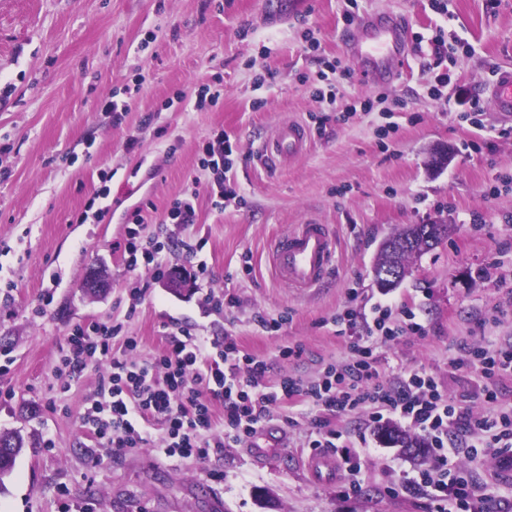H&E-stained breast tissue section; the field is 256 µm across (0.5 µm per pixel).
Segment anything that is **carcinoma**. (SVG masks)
<instances>
[{
  "label": "carcinoma",
  "mask_w": 512,
  "mask_h": 512,
  "mask_svg": "<svg viewBox=\"0 0 512 512\" xmlns=\"http://www.w3.org/2000/svg\"><path fill=\"white\" fill-rule=\"evenodd\" d=\"M450 225L442 220L430 224H408L388 235L379 245L372 272L377 286L385 291L398 287L410 273L413 259L433 250L448 239ZM387 443L423 458L429 453L428 442L387 423L378 428ZM26 441L20 431H0V494L5 490L4 478L14 470Z\"/></svg>",
  "instance_id": "cac0c4a2"
}]
</instances>
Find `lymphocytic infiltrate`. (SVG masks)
<instances>
[{"mask_svg": "<svg viewBox=\"0 0 512 512\" xmlns=\"http://www.w3.org/2000/svg\"><path fill=\"white\" fill-rule=\"evenodd\" d=\"M134 228L124 251L129 269L145 264L163 270V242L143 246L133 212ZM121 325H93L69 336L62 358L69 376L80 375L92 362H106L97 397L83 418L96 439L114 448H140L149 441L148 423L161 422L166 435L160 448L168 458H204L216 449L249 443L279 408L308 419V448L339 453L342 434L337 421L364 414L368 422L384 415L399 417L425 437L434 450L430 469L419 486L430 489L436 512L456 505L459 512H492L493 493L476 494L465 478H449L455 450L463 438L474 437L485 452L512 455V404L503 402L498 383L512 378V344H477L463 356L448 360L482 384V409L448 397L435 373L419 366L387 379L382 375L379 345L424 331L413 306L375 308L362 334L348 336L350 355L331 360L309 381L285 376L276 385L264 382L269 369L263 357L245 352L236 336L209 338L179 328L165 339L163 351L151 359L137 357L139 341L121 333ZM224 404V423L216 425L212 401Z\"/></svg>", "mask_w": 512, "mask_h": 512, "instance_id": "f902f5d3", "label": "lymphocytic infiltrate"}]
</instances>
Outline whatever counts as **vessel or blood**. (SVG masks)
Returning <instances> with one entry per match:
<instances>
[{
    "instance_id": "b4317fda",
    "label": "vessel or blood",
    "mask_w": 512,
    "mask_h": 512,
    "mask_svg": "<svg viewBox=\"0 0 512 512\" xmlns=\"http://www.w3.org/2000/svg\"><path fill=\"white\" fill-rule=\"evenodd\" d=\"M343 38L351 59L364 63L362 77L372 88L386 85L398 75V67L411 47L408 25L403 17L381 12L353 19ZM496 111L512 116V74L504 72L490 90ZM307 130L301 123L279 125L273 135L258 147L257 159L270 165L301 156L307 149ZM275 279L288 288L305 293L322 287L336 256V235L331 225L306 222L295 224L277 235L268 248Z\"/></svg>"
}]
</instances>
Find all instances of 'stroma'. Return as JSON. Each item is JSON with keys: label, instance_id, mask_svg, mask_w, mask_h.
<instances>
[{"label": "stroma", "instance_id": "35a3bbf8", "mask_svg": "<svg viewBox=\"0 0 512 512\" xmlns=\"http://www.w3.org/2000/svg\"><path fill=\"white\" fill-rule=\"evenodd\" d=\"M357 3L361 15H401L420 44L382 89L351 72L321 127L303 78L345 57L347 0H0V431L21 430L28 443L0 512H433L426 492L402 486L426 461L381 442L360 414L337 423L360 455L352 490L343 464L328 479L310 475L301 449L309 425L290 423L287 411L275 421L282 447L177 459L111 448L83 428L105 366L90 364L61 389L60 358L79 327L121 325L143 358L179 326L229 331L267 359L271 386L285 374L310 380L321 361L347 354L335 324L345 310L406 303L425 332L380 347L384 374L426 366L449 397L479 406V381L449 369L448 356L461 344L512 340V285L494 281L512 272V134L499 135L512 120L488 99L499 74L512 71V0H447L444 13L429 0ZM439 35L454 55L440 66L449 81L437 98L439 71L426 58ZM214 83L218 104L199 105L197 90ZM134 85L114 124L108 102ZM381 93L388 112L342 119L354 101ZM463 93L479 99L480 125L460 119ZM288 121L307 128L306 153L261 165L254 151ZM391 125L396 133L384 137ZM223 133L235 148L228 187L241 205H217L200 168ZM441 150L447 162L438 168ZM184 199L195 220L174 223L168 213ZM137 207L140 241L164 242L166 268L184 269L191 291L174 294L153 269L127 267L125 231ZM440 218L453 227L448 239L415 259L397 288H378L380 242ZM306 221L334 225L336 266L322 288L296 293L276 282L267 245ZM93 268L110 280L98 298L83 291ZM260 314L287 323L268 333ZM295 343L302 355L281 360L279 348ZM456 464L512 512V476L497 460L471 464L461 447Z\"/></svg>", "mask_w": 512, "mask_h": 512}]
</instances>
